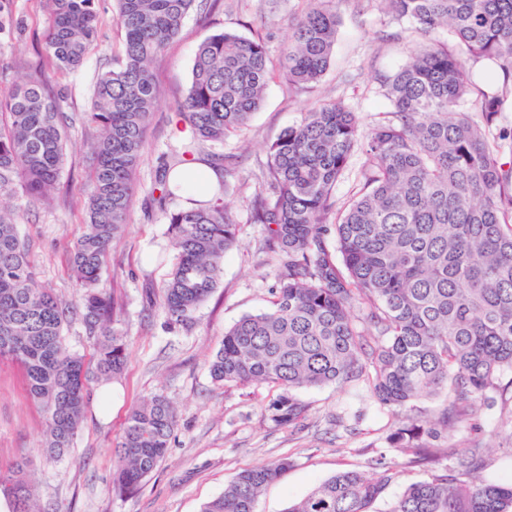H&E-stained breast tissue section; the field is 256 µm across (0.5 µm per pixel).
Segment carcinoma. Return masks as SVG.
I'll use <instances>...</instances> for the list:
<instances>
[{
	"label": "carcinoma",
	"instance_id": "cac0c4a2",
	"mask_svg": "<svg viewBox=\"0 0 512 512\" xmlns=\"http://www.w3.org/2000/svg\"><path fill=\"white\" fill-rule=\"evenodd\" d=\"M196 0H115L123 51L99 74L81 121L95 128L86 221L69 256L79 288L72 304L34 278L30 245L18 221L0 211V360L19 364L30 397L46 417L45 447L61 454L79 432L92 383L119 376L125 336L111 327L118 301L102 286L107 251L127 228L137 170L158 101L151 64L179 36ZM278 58L261 38L223 31L203 41L177 112L191 136L175 164L197 160L199 143L244 130L275 73L305 88L327 71L335 44L336 0H306ZM397 20L429 37L395 73L380 78L390 110L363 143L360 177L337 203L336 183L360 140L356 113L322 101L283 130L267 149L253 219L266 226L279 270L271 307L245 315L224 332L209 363L216 383L271 384L267 411L295 425L307 406L299 388L364 384L399 421L388 444L434 466L410 484L389 512H512V484L482 479L483 449L433 444L455 421H478L488 393L512 371V130L501 113L512 96V0H380ZM49 16L48 66L0 91V191L23 209L48 201L56 188L70 126L61 111L63 79L96 39L95 0H41ZM448 39L434 38L438 31ZM485 61L481 120L462 105ZM224 158V182L209 199L183 197L170 186V165L155 174L176 250L163 284L171 320L188 322L219 287L224 254L237 239L226 196L237 192ZM365 310L364 326L353 319ZM79 319L95 350L87 363L62 336ZM447 391L437 417L406 413L424 397ZM177 423L161 395L133 406L117 444L112 491H137L165 457ZM292 466L284 458L239 472L201 512H256L264 488ZM374 473L335 475L288 512H371L401 477L382 454ZM26 464L0 468L11 484L13 512H37Z\"/></svg>",
	"mask_w": 512,
	"mask_h": 512
}]
</instances>
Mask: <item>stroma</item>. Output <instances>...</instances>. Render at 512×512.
Wrapping results in <instances>:
<instances>
[{"label": "stroma", "instance_id": "obj_1", "mask_svg": "<svg viewBox=\"0 0 512 512\" xmlns=\"http://www.w3.org/2000/svg\"><path fill=\"white\" fill-rule=\"evenodd\" d=\"M208 2L207 14L189 12L180 36L153 65L159 98L137 172L130 223L111 244L102 276L121 306L113 327L127 341L126 368L111 382L109 405L90 402L70 449L54 457L44 446L45 417L28 395L22 369L0 361V465L27 462L39 512H200L241 470L289 457L292 467L265 488L256 506V512H286L322 481L348 470H369L388 446L394 418L362 387L297 389L294 395L308 405V417L303 425L281 426L266 411L275 387L216 384L209 361L226 329L243 315L270 306L277 262L265 248L264 225L253 223L250 215L266 147L320 98L343 100L356 112L360 130L368 131L389 109L379 77L393 74L424 40L387 15L378 0H340L334 54L321 80L292 93L286 78L274 79L242 135L203 144L202 161L217 155L236 159L233 182L240 192L229 203L237 219V243L224 256L220 287L191 322L181 324L163 306L162 285L174 249L166 220L150 199L156 169L172 160L185 138L176 105L188 85L195 51L208 36L230 30L265 38L271 52H278L288 41L291 20L304 7L303 0ZM97 6L98 38L83 66L65 80L63 110L70 114L85 111L97 75L111 68L123 48L113 0H98ZM12 10L22 25L0 28V86L17 79L23 68L47 61L48 17L39 0H13ZM94 134L91 127L75 126L57 193L50 203L25 214L19 225L32 245L37 283L67 301L76 296L67 253L81 232L85 158ZM157 393L178 413L168 451L134 495L118 496L111 490L114 449L126 416L133 405ZM499 413V406L484 408L480 430L462 423L448 440L483 449L482 477L506 485L512 483V430L500 427Z\"/></svg>", "mask_w": 512, "mask_h": 512}]
</instances>
